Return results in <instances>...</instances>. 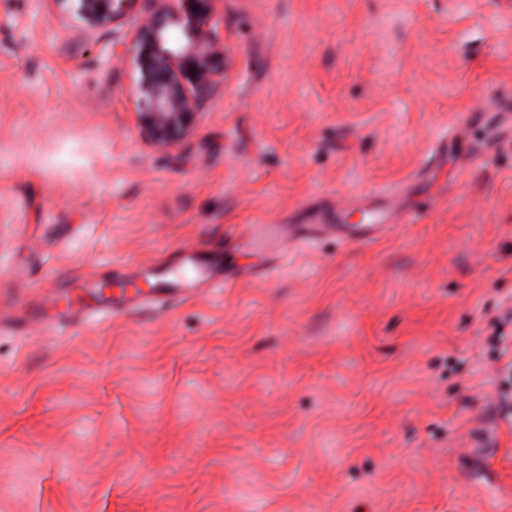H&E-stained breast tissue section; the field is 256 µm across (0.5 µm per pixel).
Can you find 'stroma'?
<instances>
[{
	"label": "stroma",
	"mask_w": 512,
	"mask_h": 512,
	"mask_svg": "<svg viewBox=\"0 0 512 512\" xmlns=\"http://www.w3.org/2000/svg\"><path fill=\"white\" fill-rule=\"evenodd\" d=\"M213 24L233 68L165 155L111 28L0 0V512H512V0ZM187 249L229 287L58 325ZM341 224H318L320 228H331L336 232L343 233L348 239H354L357 231L354 233L346 231L343 227L346 226H354L360 233L370 236L376 234L377 236L383 235L386 233L389 228L392 226L391 224H399L400 221L395 219L393 223L389 224H347L345 220L341 219Z\"/></svg>",
	"instance_id": "1"
}]
</instances>
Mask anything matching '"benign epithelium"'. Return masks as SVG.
<instances>
[{
	"label": "benign epithelium",
	"instance_id": "benign-epithelium-1",
	"mask_svg": "<svg viewBox=\"0 0 512 512\" xmlns=\"http://www.w3.org/2000/svg\"><path fill=\"white\" fill-rule=\"evenodd\" d=\"M88 27L117 25L137 0H54ZM132 31L112 35L108 55L132 57L136 72L134 125L158 151L180 149L212 96L224 86L233 64L231 50L212 20L223 0H149Z\"/></svg>",
	"mask_w": 512,
	"mask_h": 512
}]
</instances>
